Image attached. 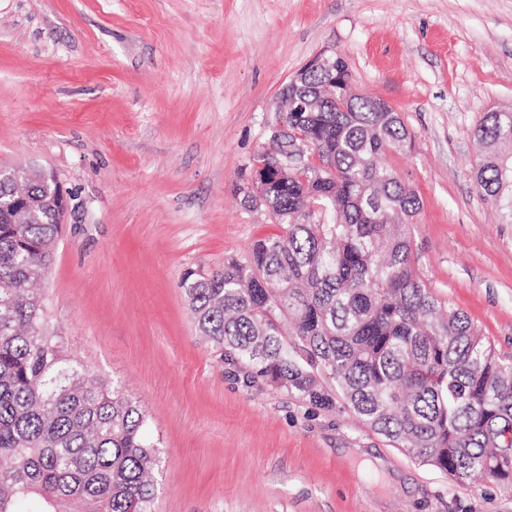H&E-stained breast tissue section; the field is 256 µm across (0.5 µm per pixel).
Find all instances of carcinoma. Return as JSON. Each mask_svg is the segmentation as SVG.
Returning a JSON list of instances; mask_svg holds the SVG:
<instances>
[{
  "mask_svg": "<svg viewBox=\"0 0 512 512\" xmlns=\"http://www.w3.org/2000/svg\"><path fill=\"white\" fill-rule=\"evenodd\" d=\"M308 74L288 133L253 166L243 192L282 233L245 258L187 270L192 318L220 356L314 407L336 397L373 432L458 483L512 488V355L496 353L467 315L442 303L417 270L419 199L383 163L412 140L383 101ZM477 186L512 216V114L474 130ZM44 201L10 223L16 193ZM58 187L38 174L0 178V512H155L160 443L115 380L92 385L50 328L45 278L63 228Z\"/></svg>",
  "mask_w": 512,
  "mask_h": 512,
  "instance_id": "cac0c4a2",
  "label": "carcinoma"
}]
</instances>
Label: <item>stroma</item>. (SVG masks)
Returning <instances> with one entry per match:
<instances>
[{"label": "stroma", "instance_id": "35a3bbf8", "mask_svg": "<svg viewBox=\"0 0 512 512\" xmlns=\"http://www.w3.org/2000/svg\"><path fill=\"white\" fill-rule=\"evenodd\" d=\"M345 58L399 112L438 298L512 354V220L474 179V128L512 111V0H0V169L53 172L70 209L42 289L52 326L122 381L161 442L155 512H512L344 404L220 361L181 287L278 227L242 204L290 78Z\"/></svg>", "mask_w": 512, "mask_h": 512}]
</instances>
